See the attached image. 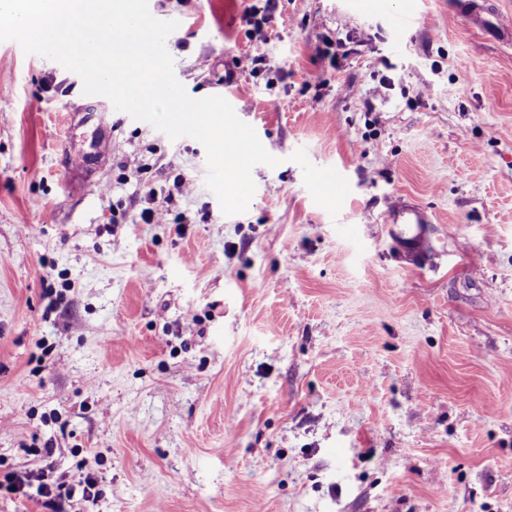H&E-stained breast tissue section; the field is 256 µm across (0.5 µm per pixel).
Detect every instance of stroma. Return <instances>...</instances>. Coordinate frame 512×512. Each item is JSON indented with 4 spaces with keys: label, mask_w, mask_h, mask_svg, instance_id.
Listing matches in <instances>:
<instances>
[{
    "label": "stroma",
    "mask_w": 512,
    "mask_h": 512,
    "mask_svg": "<svg viewBox=\"0 0 512 512\" xmlns=\"http://www.w3.org/2000/svg\"><path fill=\"white\" fill-rule=\"evenodd\" d=\"M450 2L148 0L188 94L280 159L229 216L201 143L0 41V478L95 477L71 512H512V44L478 26L512 0ZM104 125L87 196L67 143Z\"/></svg>",
    "instance_id": "stroma-1"
}]
</instances>
